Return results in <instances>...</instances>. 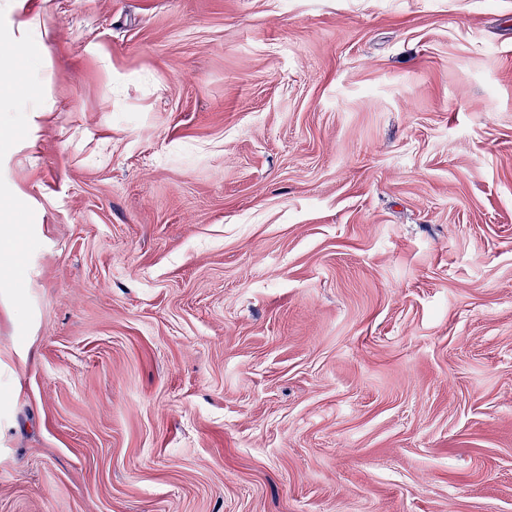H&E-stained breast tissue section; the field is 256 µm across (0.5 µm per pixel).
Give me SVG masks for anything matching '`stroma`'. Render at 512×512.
Here are the masks:
<instances>
[{"mask_svg": "<svg viewBox=\"0 0 512 512\" xmlns=\"http://www.w3.org/2000/svg\"><path fill=\"white\" fill-rule=\"evenodd\" d=\"M5 2L0 512H512V0ZM1 71V87L0 91L2 94L9 96L18 106L17 112L25 113V112H38V108L36 105L32 104L27 94H19V88L16 85L12 84V78L9 71Z\"/></svg>", "mask_w": 512, "mask_h": 512, "instance_id": "1", "label": "stroma"}]
</instances>
